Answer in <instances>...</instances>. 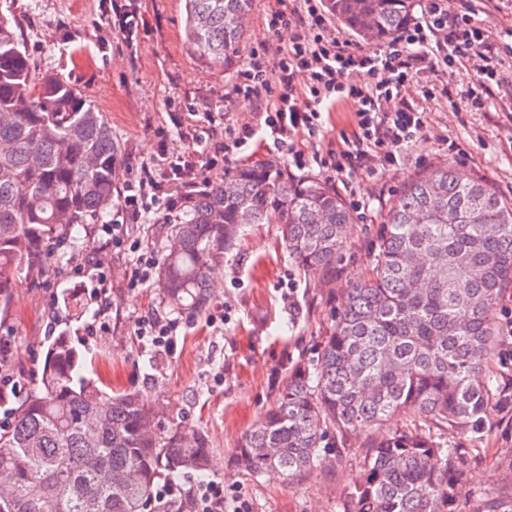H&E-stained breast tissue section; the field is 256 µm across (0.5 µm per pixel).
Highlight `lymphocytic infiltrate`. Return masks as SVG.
Masks as SVG:
<instances>
[{
  "label": "lymphocytic infiltrate",
  "mask_w": 512,
  "mask_h": 512,
  "mask_svg": "<svg viewBox=\"0 0 512 512\" xmlns=\"http://www.w3.org/2000/svg\"><path fill=\"white\" fill-rule=\"evenodd\" d=\"M329 15L325 0H276L267 15L273 40L253 48L232 86L233 94L255 103L249 122L225 125L220 112L208 113L203 126L191 123L186 112L171 116L173 128L161 131L157 154L142 163L136 178L124 181L111 221L96 226L95 246L68 271L93 285L90 298L97 309L85 326L87 335L109 331L108 253L131 255L127 290L146 287L157 256L143 242L142 224L151 212L174 213L187 191L212 185L230 150L246 151L264 136L274 146L287 147L295 166L314 164L346 178L359 171L373 174L400 165L427 123L431 102L450 97L447 86L429 79L439 67L460 68L469 112L482 110L497 87L512 83L504 67L512 45L495 40L489 26L476 19L471 0L453 9L448 0H420L419 17L388 43L372 48L331 28ZM283 32L288 35L284 42L279 39ZM416 77L423 80L420 99L410 102L402 90ZM341 103L349 105L352 123L335 146L324 147V110ZM174 134L186 150L170 149ZM184 329L181 321L154 309L134 322L141 348L155 355L171 352ZM175 496L186 500L190 512H253L239 487L216 480L188 489L171 480L156 493L162 502Z\"/></svg>",
  "instance_id": "obj_1"
}]
</instances>
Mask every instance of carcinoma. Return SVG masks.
Listing matches in <instances>:
<instances>
[{
  "mask_svg": "<svg viewBox=\"0 0 512 512\" xmlns=\"http://www.w3.org/2000/svg\"><path fill=\"white\" fill-rule=\"evenodd\" d=\"M184 2L191 48L211 67L234 68L253 0ZM327 5L380 43L411 19L414 0ZM15 24L12 5L0 4V311L49 247L70 246L77 228L110 213L121 160L104 113L63 76L32 77ZM270 221L298 268L336 280L349 209L329 185L264 160L192 194L160 225L156 287L167 304L201 311L240 230ZM375 245L371 274L347 289L316 356L288 375L233 461L292 480L364 434L362 469L338 512H460L465 444L483 435L489 406L512 414V377L492 375L497 311L512 289V202L447 164L404 186ZM6 401L0 512H184L178 499L157 502V487L211 469L204 432L181 430L136 392L107 393L65 330L49 337L35 387ZM397 413L409 424L382 431ZM474 512H512V494Z\"/></svg>",
  "mask_w": 512,
  "mask_h": 512,
  "instance_id": "carcinoma-1",
  "label": "carcinoma"
}]
</instances>
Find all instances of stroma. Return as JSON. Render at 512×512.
Segmentation results:
<instances>
[{
	"label": "stroma",
	"mask_w": 512,
	"mask_h": 512,
	"mask_svg": "<svg viewBox=\"0 0 512 512\" xmlns=\"http://www.w3.org/2000/svg\"><path fill=\"white\" fill-rule=\"evenodd\" d=\"M101 0H15L16 32L32 59L35 77L62 74L104 112L122 145L118 181L134 178L141 162L158 149L156 131L169 127V115L195 108L220 112L226 124L248 118L253 103L233 95L234 72L206 66L187 46L184 0H140L144 24L135 39L112 27ZM455 140L464 156L449 154ZM445 163L469 170L500 197L512 200V119L489 102L485 111L468 112L451 103L430 106L429 122L400 167L375 175L359 172L346 180L312 166L291 168L298 179L331 185L345 200L361 199L371 210L357 215L350 237V258L335 281L299 270L277 239L273 224H251L225 253L223 267L203 310L183 311L190 323L171 354L142 352L132 334L136 316L148 309L168 312L156 287L130 291L124 286L129 255L111 256V333L86 339L84 322L70 335L87 366L115 391H136L163 407L183 427L203 430L213 454L210 478L237 484L254 512H336L356 477L364 438L350 436L343 463L321 464L286 482L275 475L251 477L231 460L244 433L270 405L288 373L311 358L330 320L342 307L351 282L366 277L374 252L375 229L407 181L419 171ZM82 278L57 277L54 269L14 288L8 312L0 314V336L16 353L14 376L20 389L39 378L45 346V291L83 292ZM293 288L294 302L281 294ZM224 306L223 328L210 327L209 313ZM487 430L468 444L466 493L461 512H474L481 498L512 487V421L489 407Z\"/></svg>",
	"instance_id": "35a3bbf8"
}]
</instances>
